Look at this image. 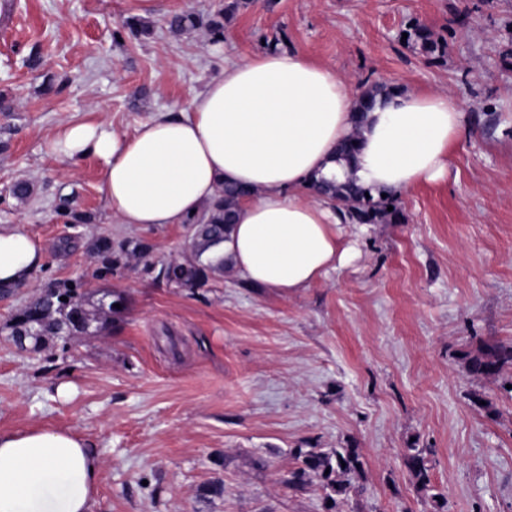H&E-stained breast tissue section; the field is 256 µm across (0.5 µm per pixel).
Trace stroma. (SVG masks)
I'll return each instance as SVG.
<instances>
[{
  "label": "stroma",
  "instance_id": "obj_1",
  "mask_svg": "<svg viewBox=\"0 0 512 512\" xmlns=\"http://www.w3.org/2000/svg\"><path fill=\"white\" fill-rule=\"evenodd\" d=\"M141 39L114 41L135 0H0V223L45 247L44 267L0 296V431L44 427L90 441L103 462L94 512H512V366L471 373L512 343V0H262L213 41L165 15L216 0H160ZM427 25L442 52L403 40ZM296 50L343 75L441 91L468 131L445 180L402 193L397 224H349L355 258L300 292L236 275L196 290L130 264L92 277L99 237L187 252L184 224L113 223L94 157L60 160L71 122L131 134L186 107L228 60ZM38 66H30L31 55ZM27 197L10 194L17 182ZM86 213L68 223L64 203ZM126 295L111 331L68 348L18 349L7 325L50 281ZM422 450L430 485L403 463ZM357 449L361 494L329 508L292 487L298 451ZM219 497L205 495L212 482ZM506 365H512V344H493L486 347L481 355L471 359L469 371L478 375H496Z\"/></svg>",
  "mask_w": 512,
  "mask_h": 512
}]
</instances>
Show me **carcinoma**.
<instances>
[{
    "mask_svg": "<svg viewBox=\"0 0 512 512\" xmlns=\"http://www.w3.org/2000/svg\"><path fill=\"white\" fill-rule=\"evenodd\" d=\"M253 0H219L216 8L202 19L190 13H173L167 24L175 33H187L200 26L206 28L213 39L224 38V22ZM122 28L135 39L151 34L150 27L135 17L122 21ZM407 41L420 47L427 54L440 51V43L431 29L423 23L411 25ZM391 92V89L374 86L363 91L357 101V118H363L375 97ZM311 190L345 206L350 220L355 224L398 223L401 212L391 198L376 201L369 196L371 189L354 183L336 185L319 182ZM250 194V190L234 184H224L215 199L205 208V213L187 221L190 228V253L170 257L155 267L149 262L153 245L147 240L115 243L108 237H99L91 245L90 253L96 263L92 277L106 280L132 259L142 263L150 271H157L155 279L175 288H203L213 276L224 272V256L217 254L233 225L235 206L239 199ZM393 210H388V207ZM97 291L84 283H52L42 289L14 315L11 335L26 333L25 340L35 351L44 349L49 341L56 339L68 345L74 340L99 330L112 328V313L116 306H125L127 298L120 293L107 292L95 299ZM65 296L68 301L60 300ZM110 302H105V298ZM512 365V344H493L481 355L471 359L469 371L478 375H496L503 367ZM298 466L291 472L290 482L300 484L307 476L321 482L325 499L332 505L344 501L355 490L345 476L362 469L360 456L354 448H340L331 452L312 448L298 452ZM405 464L424 487L430 483L424 457L418 450L404 456Z\"/></svg>",
    "mask_w": 512,
    "mask_h": 512,
    "instance_id": "obj_1",
    "label": "carcinoma"
}]
</instances>
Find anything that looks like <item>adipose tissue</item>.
Wrapping results in <instances>:
<instances>
[{"label": "adipose tissue", "mask_w": 512, "mask_h": 512, "mask_svg": "<svg viewBox=\"0 0 512 512\" xmlns=\"http://www.w3.org/2000/svg\"><path fill=\"white\" fill-rule=\"evenodd\" d=\"M347 80L298 51L225 62L189 107L117 135L105 123H70L52 148L66 160L103 161L102 191L120 224H183L222 184L247 187L221 251L244 281L301 291L351 258L344 214L311 181H353L392 197L448 175L466 132L461 105L440 91L400 89L355 124ZM358 135L354 157L340 144ZM44 246L0 224V285L28 282ZM100 458L64 430L0 432V512H93Z\"/></svg>", "instance_id": "adipose-tissue-1"}]
</instances>
